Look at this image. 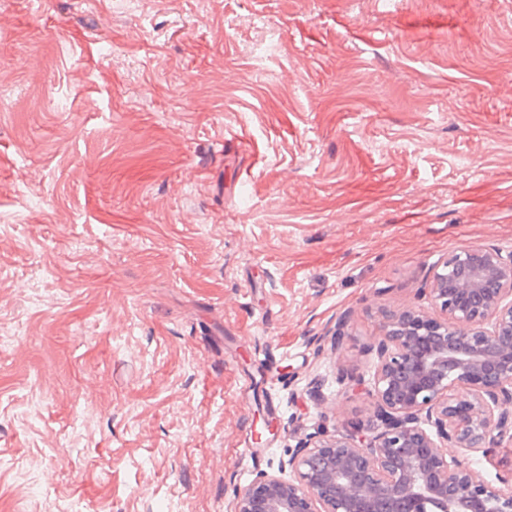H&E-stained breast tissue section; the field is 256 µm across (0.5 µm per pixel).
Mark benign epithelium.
Masks as SVG:
<instances>
[{
  "instance_id": "7a95c632",
  "label": "benign epithelium",
  "mask_w": 512,
  "mask_h": 512,
  "mask_svg": "<svg viewBox=\"0 0 512 512\" xmlns=\"http://www.w3.org/2000/svg\"><path fill=\"white\" fill-rule=\"evenodd\" d=\"M419 295L441 316L386 309L368 347L376 426L308 434L290 475L258 473L234 512H512V489L461 460L512 438V253L457 250ZM459 386L466 397L451 394Z\"/></svg>"
}]
</instances>
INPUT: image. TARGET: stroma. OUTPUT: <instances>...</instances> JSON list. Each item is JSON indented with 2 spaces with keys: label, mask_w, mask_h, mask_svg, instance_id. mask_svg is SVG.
<instances>
[{
  "label": "stroma",
  "mask_w": 512,
  "mask_h": 512,
  "mask_svg": "<svg viewBox=\"0 0 512 512\" xmlns=\"http://www.w3.org/2000/svg\"><path fill=\"white\" fill-rule=\"evenodd\" d=\"M470 246L512 251V0H0V512H234Z\"/></svg>",
  "instance_id": "35a3bbf8"
}]
</instances>
